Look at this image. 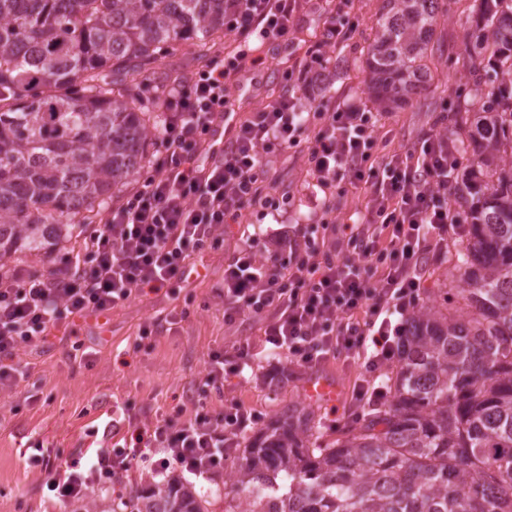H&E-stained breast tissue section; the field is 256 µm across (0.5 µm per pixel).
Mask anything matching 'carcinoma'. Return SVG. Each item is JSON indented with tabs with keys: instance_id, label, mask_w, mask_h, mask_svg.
<instances>
[{
	"instance_id": "carcinoma-1",
	"label": "carcinoma",
	"mask_w": 512,
	"mask_h": 512,
	"mask_svg": "<svg viewBox=\"0 0 512 512\" xmlns=\"http://www.w3.org/2000/svg\"><path fill=\"white\" fill-rule=\"evenodd\" d=\"M442 0H385L366 58L382 109L429 79ZM224 0H0V269L73 235L72 219L150 164L160 118L144 96L183 44L204 60ZM474 160L461 178L465 237L448 255L444 309L408 320L388 401L323 441L304 408L233 462L224 512H512V0H474L464 29ZM179 478L110 512H209Z\"/></svg>"
}]
</instances>
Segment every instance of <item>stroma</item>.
<instances>
[{
    "label": "stroma",
    "instance_id": "stroma-1",
    "mask_svg": "<svg viewBox=\"0 0 512 512\" xmlns=\"http://www.w3.org/2000/svg\"><path fill=\"white\" fill-rule=\"evenodd\" d=\"M382 4L383 0H350L349 19L355 28L330 51L335 65L326 97L372 106L365 58ZM472 5L473 0H446V14L433 39L431 81L406 105L381 115L379 136L388 149L416 141L433 125L455 115L458 96L470 83L462 34L471 20ZM288 44L251 42L254 54L264 57L265 65L237 76L232 90L234 121L249 118L280 93L281 75L292 63ZM266 178L277 196L289 199L286 210L272 216L258 207L250 209L244 223L225 229L218 248L193 255L190 274L174 283L172 293L135 296L115 307L104 321L91 316L75 319L76 336L55 330L46 343L18 352L16 359L28 374L11 389H0V512H72L71 506L47 491V472L31 461L34 447L64 458L88 455L107 444L104 432L111 427L124 430L132 422L150 425L179 408L192 414V401L198 397L208 409L221 408L223 395L200 393L199 381L209 354L244 339L259 343L263 329L262 322L252 319L225 324L220 287L226 263L246 237L257 238L260 247H267L272 231L290 232L299 224L319 223L325 203L337 223L346 224L368 200L367 193L347 192L341 183L330 194H323L295 149L272 158ZM100 226V216H93L91 223L81 225L55 250L36 258L20 253L14 262L38 274L49 273L64 251L77 247L84 235ZM179 312L183 320L170 324V316ZM147 325L155 333L151 346L143 348L137 340ZM76 342L81 343L86 359L75 358L72 345ZM361 376L358 365L341 359L303 371L286 356L261 350L253 355L243 377L229 384L225 395L256 412L263 427L278 420L289 405L310 407L322 423L325 439L331 440L359 415L350 409L349 398ZM314 379L334 384V398L309 396L307 385ZM156 479L151 463L144 462L120 481L92 485L85 502L90 512H105L116 496L130 495Z\"/></svg>",
    "mask_w": 512,
    "mask_h": 512
}]
</instances>
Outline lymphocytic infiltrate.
<instances>
[{"label":"lymphocytic infiltrate","mask_w":512,"mask_h":512,"mask_svg":"<svg viewBox=\"0 0 512 512\" xmlns=\"http://www.w3.org/2000/svg\"><path fill=\"white\" fill-rule=\"evenodd\" d=\"M343 6L344 0H331L323 39L285 70L283 92L234 126L218 149L206 135L229 111L234 75L261 64L247 44L287 40L308 7V0H224V31L241 48L174 79L162 101L161 150L144 186L108 209L102 228L65 253L49 276L30 275L21 266L0 271L1 387L22 374L17 352L44 342L68 318L107 315L133 296L161 292L186 277L192 254L217 246L225 225L242 223L247 210L280 211L266 167L270 156L299 147L320 190L339 182L369 190L365 211L340 224L324 209L322 223L331 232L325 251L313 224L275 237L262 259L254 242H246L224 268V321L264 318L263 344L303 369L340 357L360 363L364 378L356 401L386 400L380 371L394 355L396 338L406 333L427 258L465 227L448 203L456 166L445 132L430 130L403 150L383 153L376 113L353 101L322 98L328 50L349 35L337 23ZM306 96L320 99L309 117L302 111ZM252 352L247 342L212 351L203 390L223 393ZM258 422L232 398L217 413L201 409L183 421L168 417L134 429L123 442L82 460L54 468L40 453L33 461L49 469L46 487L64 502L83 498L90 481L119 479L147 460L160 475L208 480L228 467Z\"/></svg>","instance_id":"obj_1"}]
</instances>
